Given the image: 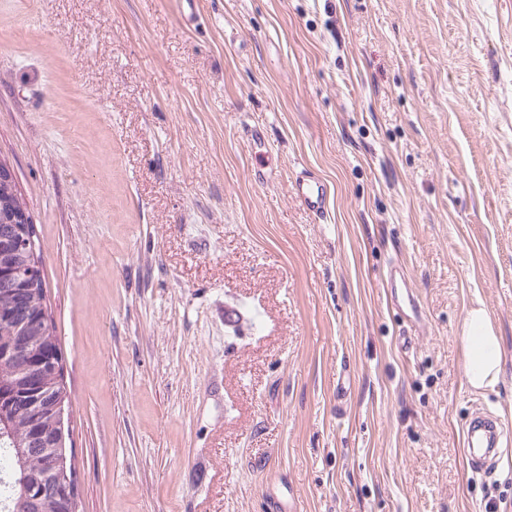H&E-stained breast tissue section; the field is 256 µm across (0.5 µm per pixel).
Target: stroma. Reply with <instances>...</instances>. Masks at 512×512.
<instances>
[{"label":"stroma","instance_id":"1","mask_svg":"<svg viewBox=\"0 0 512 512\" xmlns=\"http://www.w3.org/2000/svg\"><path fill=\"white\" fill-rule=\"evenodd\" d=\"M183 8L0 0V160L41 244L78 512H512V464L462 447L475 405L512 421V0ZM303 169L324 219L289 193ZM466 344L465 375L476 389L495 384L502 369V350L498 336L482 308L468 311L462 325Z\"/></svg>","mask_w":512,"mask_h":512}]
</instances>
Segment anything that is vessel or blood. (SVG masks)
<instances>
[{"label":"vessel or blood","instance_id":"1","mask_svg":"<svg viewBox=\"0 0 512 512\" xmlns=\"http://www.w3.org/2000/svg\"><path fill=\"white\" fill-rule=\"evenodd\" d=\"M290 192L296 201L316 218L327 213V187L313 174L305 172L292 182ZM512 440V427L485 411H474L462 428V442L473 470L481 472L498 466L504 447Z\"/></svg>","mask_w":512,"mask_h":512}]
</instances>
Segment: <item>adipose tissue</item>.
Segmentation results:
<instances>
[{
    "label": "adipose tissue",
    "mask_w": 512,
    "mask_h": 512,
    "mask_svg": "<svg viewBox=\"0 0 512 512\" xmlns=\"http://www.w3.org/2000/svg\"><path fill=\"white\" fill-rule=\"evenodd\" d=\"M466 344L465 375L476 389L495 384L502 369V350L494 328L483 309L468 311L462 325Z\"/></svg>",
    "instance_id": "obj_1"
}]
</instances>
